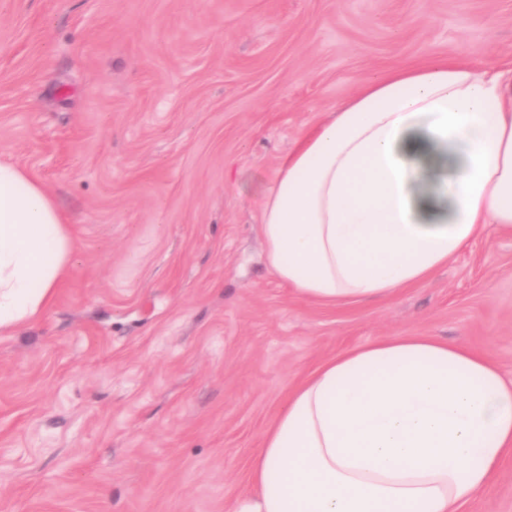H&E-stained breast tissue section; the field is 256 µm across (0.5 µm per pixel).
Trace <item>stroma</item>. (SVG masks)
<instances>
[{"label": "stroma", "instance_id": "obj_1", "mask_svg": "<svg viewBox=\"0 0 512 512\" xmlns=\"http://www.w3.org/2000/svg\"><path fill=\"white\" fill-rule=\"evenodd\" d=\"M512 67V0H0V161L70 220L53 305L0 333V512H230L290 391L384 336L512 376V234L379 301L298 297L259 211L386 71ZM465 512H512V459Z\"/></svg>", "mask_w": 512, "mask_h": 512}]
</instances>
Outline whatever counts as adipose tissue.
<instances>
[{"label":"adipose tissue","mask_w":512,"mask_h":512,"mask_svg":"<svg viewBox=\"0 0 512 512\" xmlns=\"http://www.w3.org/2000/svg\"><path fill=\"white\" fill-rule=\"evenodd\" d=\"M492 226L512 233V69L448 59L364 84L301 137L261 208L271 272L327 304L425 282ZM73 250L49 193L0 162V331L51 305ZM510 457L512 378L493 359L388 336L293 389L231 512H462Z\"/></svg>","instance_id":"obj_1"}]
</instances>
